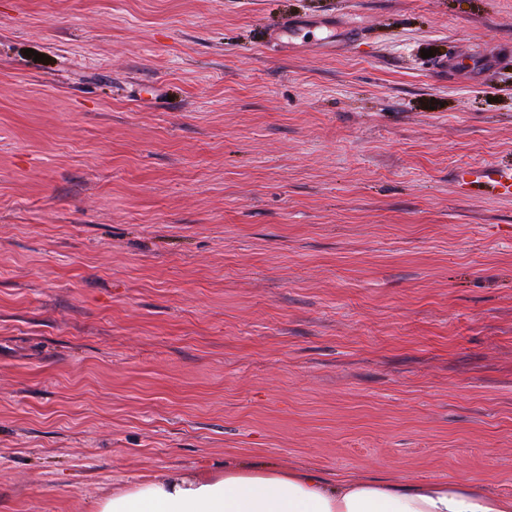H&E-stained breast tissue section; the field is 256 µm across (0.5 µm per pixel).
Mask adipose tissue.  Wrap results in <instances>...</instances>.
I'll list each match as a JSON object with an SVG mask.
<instances>
[{"label": "adipose tissue", "mask_w": 512, "mask_h": 512, "mask_svg": "<svg viewBox=\"0 0 512 512\" xmlns=\"http://www.w3.org/2000/svg\"><path fill=\"white\" fill-rule=\"evenodd\" d=\"M96 512H512V495L483 480L378 482L241 464L144 479L98 501Z\"/></svg>", "instance_id": "adipose-tissue-1"}]
</instances>
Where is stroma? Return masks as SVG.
<instances>
[{
  "label": "stroma",
  "mask_w": 512,
  "mask_h": 512,
  "mask_svg": "<svg viewBox=\"0 0 512 512\" xmlns=\"http://www.w3.org/2000/svg\"><path fill=\"white\" fill-rule=\"evenodd\" d=\"M509 165L512 0H0V512L512 494V197L456 181ZM95 512H512V495L490 492L484 480L408 484L241 464L144 479L98 501Z\"/></svg>",
  "instance_id": "35a3bbf8"
}]
</instances>
